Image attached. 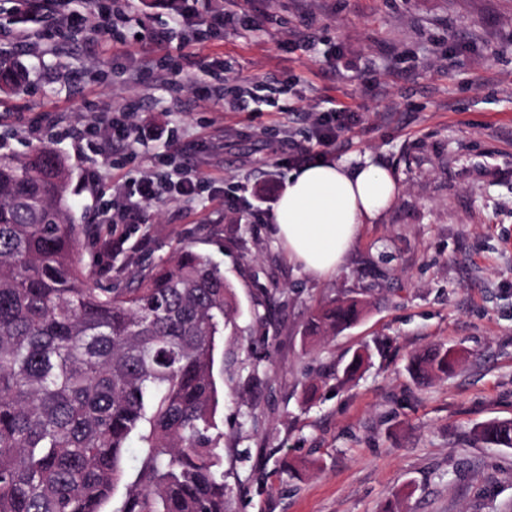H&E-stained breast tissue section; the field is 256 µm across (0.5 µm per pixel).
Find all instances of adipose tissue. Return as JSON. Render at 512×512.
I'll use <instances>...</instances> for the list:
<instances>
[{
  "label": "adipose tissue",
  "instance_id": "obj_1",
  "mask_svg": "<svg viewBox=\"0 0 512 512\" xmlns=\"http://www.w3.org/2000/svg\"><path fill=\"white\" fill-rule=\"evenodd\" d=\"M401 192L386 168L319 160L293 170L278 202L274 227L290 261L317 278L336 275L363 225Z\"/></svg>",
  "mask_w": 512,
  "mask_h": 512
}]
</instances>
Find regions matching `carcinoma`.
Masks as SVG:
<instances>
[{
    "label": "carcinoma",
    "mask_w": 512,
    "mask_h": 512,
    "mask_svg": "<svg viewBox=\"0 0 512 512\" xmlns=\"http://www.w3.org/2000/svg\"><path fill=\"white\" fill-rule=\"evenodd\" d=\"M23 82L0 55V92ZM69 195L54 149L0 154V512H106L119 490L116 512H230L214 368L224 335L242 333L234 286L189 247L123 286L91 285ZM367 311L338 299L306 330L340 334ZM453 364L436 345L412 372L424 381ZM476 439L512 448V421Z\"/></svg>",
    "instance_id": "1"
}]
</instances>
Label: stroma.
Wrapping results in <instances>:
<instances>
[{
    "label": "stroma",
    "instance_id": "stroma-1",
    "mask_svg": "<svg viewBox=\"0 0 512 512\" xmlns=\"http://www.w3.org/2000/svg\"><path fill=\"white\" fill-rule=\"evenodd\" d=\"M65 7L70 32L0 0V52L28 71L24 93H0V154L65 158L97 284L189 247L234 285L243 333L215 367L235 393L216 417L234 512H512V448L474 438L512 420V0H117L108 26ZM189 9L223 12V32L196 42L177 25ZM342 106L357 120L325 159L370 160L401 193L319 279L289 262L273 219L294 147ZM114 112L126 148L69 136ZM182 172L198 195L162 194L116 230L91 223L142 177ZM338 298L367 301L362 322L307 337L310 311ZM436 344L454 365L420 382L411 362Z\"/></svg>",
    "mask_w": 512,
    "mask_h": 512
}]
</instances>
